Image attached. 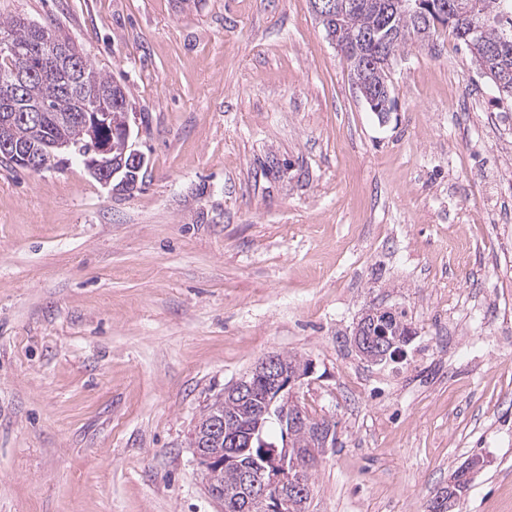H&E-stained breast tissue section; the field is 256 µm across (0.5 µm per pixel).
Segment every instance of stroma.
Returning <instances> with one entry per match:
<instances>
[{"mask_svg": "<svg viewBox=\"0 0 512 512\" xmlns=\"http://www.w3.org/2000/svg\"><path fill=\"white\" fill-rule=\"evenodd\" d=\"M126 87L142 183L0 161V512H221L190 433L271 354L336 425L309 512H512V101L446 29L371 112L310 0H0ZM372 307L399 362L349 344ZM394 314L395 311L392 309L376 308L375 311L365 313L358 321L353 331L351 341L358 352L367 360L374 363L382 362L388 357L390 359L393 358L394 360L402 352V347L408 344L413 331L410 333V336H405L402 338L396 337L395 340H389L388 338V336H390V338H392V336H404V330H402L401 326L403 324H409L405 318L406 316L404 312H401L394 318H390V321L386 326L387 332L386 329L380 328L376 335H362V330L364 326L369 322V318L375 319V317L384 316V319L387 320L391 315Z\"/></svg>", "mask_w": 512, "mask_h": 512, "instance_id": "35a3bbf8", "label": "stroma"}]
</instances>
